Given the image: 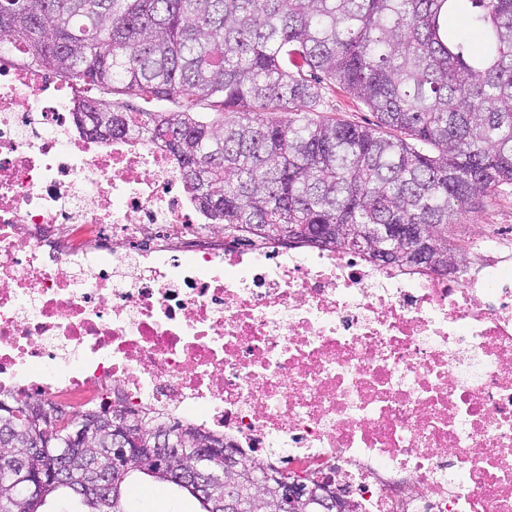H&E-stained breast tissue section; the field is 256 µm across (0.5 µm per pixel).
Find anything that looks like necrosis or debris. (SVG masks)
<instances>
[{"mask_svg":"<svg viewBox=\"0 0 512 512\" xmlns=\"http://www.w3.org/2000/svg\"><path fill=\"white\" fill-rule=\"evenodd\" d=\"M0 54V396L164 413L350 512H512V243L460 272L239 244L174 157Z\"/></svg>","mask_w":512,"mask_h":512,"instance_id":"1","label":"necrosis or debris"}]
</instances>
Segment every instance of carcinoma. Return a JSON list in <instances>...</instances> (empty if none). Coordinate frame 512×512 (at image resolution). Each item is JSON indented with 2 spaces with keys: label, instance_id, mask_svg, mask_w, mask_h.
Returning <instances> with one entry per match:
<instances>
[{
  "label": "carcinoma",
  "instance_id": "1",
  "mask_svg": "<svg viewBox=\"0 0 512 512\" xmlns=\"http://www.w3.org/2000/svg\"><path fill=\"white\" fill-rule=\"evenodd\" d=\"M466 31L448 33V14ZM25 37L23 61L93 95L78 102L97 138L163 145L211 219L382 266L448 274V225L512 184V0H0V41ZM369 108L376 127L314 114L323 87ZM170 101L176 109L136 108ZM423 227V241L403 234ZM433 264L416 260L420 243ZM34 397L0 407V512H135V472L176 487L203 512L224 496L277 512L252 460L224 437L185 427V458L227 452L238 474L199 494L168 476L167 452L112 481V415L84 417L86 441L37 432ZM56 478L30 491L7 468L31 444Z\"/></svg>",
  "mask_w": 512,
  "mask_h": 512
}]
</instances>
